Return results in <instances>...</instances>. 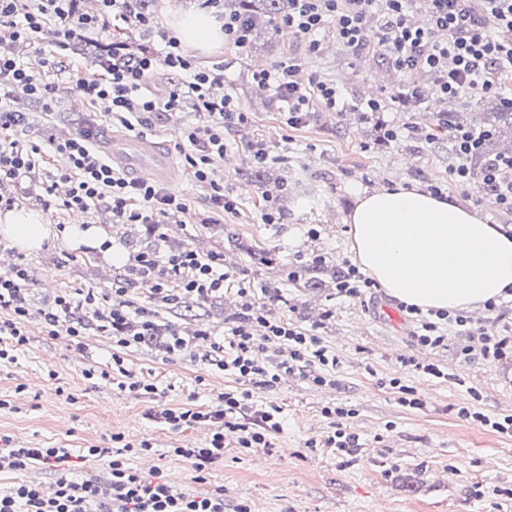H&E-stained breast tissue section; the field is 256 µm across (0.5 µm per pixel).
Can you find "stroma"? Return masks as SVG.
Segmentation results:
<instances>
[{"label":"stroma","mask_w":512,"mask_h":512,"mask_svg":"<svg viewBox=\"0 0 512 512\" xmlns=\"http://www.w3.org/2000/svg\"><path fill=\"white\" fill-rule=\"evenodd\" d=\"M55 39L48 28L10 49L32 67L42 55H58L61 64L48 78L55 82L61 104L53 110L34 107L24 90L15 88L13 108L24 119L9 128V136L24 145H40L51 136L78 135L90 120L104 132L121 135L104 105L86 103L73 92L74 76H99L97 62L58 51ZM290 59L302 75L335 84L346 104L356 97L388 94L400 79L379 67L374 52H344L329 35L313 54L284 31L259 33L244 59L222 45L194 58L199 68H223L227 81L214 87V95L232 94L248 114L245 125L225 128L224 156L213 163L214 180L223 183L236 203L222 223L205 224L206 191L180 163L169 188L188 199L189 209L165 217L159 234H151L147 225L114 224L106 213L93 212V219L108 227L124 262L107 263L98 251L72 250L55 238L29 254L0 239V273L25 266V297L31 308L25 320L27 344L14 362L0 363V433L19 446L72 449L70 475L77 482L105 475L104 461L88 451L111 447L113 435L135 445L148 443L150 451L131 456V467L189 494L223 488L224 512H235L241 503L250 512H374L379 503L387 512H512V437L471 418L475 412L493 420L512 416V360L484 358L479 337L454 327L445 345H419L407 313L382 288H373L364 304L338 295L332 276H325L323 287L315 290L298 288L287 278L289 271L317 256L331 267L356 264L347 218L366 192L397 185L427 191L437 185L488 223L512 227V210L494 206L476 183L450 181L449 170L457 160L448 143L427 145L412 133L432 113L454 110L466 118L472 108L456 99L432 97L414 112L381 113L394 131L384 147L373 143V121L354 113L317 106L292 126L287 112L272 104L270 92L252 78L255 71ZM257 140L272 154L266 164L269 180L262 186L245 174L248 147ZM0 194L14 197L16 206L41 210L54 229L85 218L81 212L45 206L20 184L6 183ZM269 205L277 217L273 224L263 221ZM181 245L222 255L228 275L223 293L215 301H202L192 317L183 316L179 304H154L145 285L129 275L128 259L134 254ZM251 247L263 248L271 262L252 259L247 253ZM118 280L127 282V298L134 306L156 308L158 323L189 340L186 353L168 354L161 338L121 350L93 325L95 311L108 308L106 296ZM242 287L252 289L272 318L317 334L338 365L320 371L301 367L274 386L252 387L257 403L279 406L281 432L269 448L246 451L228 445L223 461L201 480L192 461L175 451L205 447L212 425L176 428L159 414L212 407L226 391L242 389V382L210 361L212 342L223 340L226 322L241 310ZM86 288L96 289L98 297L94 306L78 311L89 322L78 341L44 335L42 310L56 295ZM201 329L211 333V341L197 339ZM116 352L137 380L155 385V393L121 389L105 378ZM420 358L447 371V378L414 371L411 363ZM319 372L326 384L313 383ZM403 385L412 388L420 405L400 402ZM328 406L352 410L346 425L359 437L354 453L339 455L325 447L334 432L323 414Z\"/></svg>","instance_id":"obj_1"}]
</instances>
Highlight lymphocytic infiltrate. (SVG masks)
Here are the masks:
<instances>
[{
  "mask_svg": "<svg viewBox=\"0 0 512 512\" xmlns=\"http://www.w3.org/2000/svg\"><path fill=\"white\" fill-rule=\"evenodd\" d=\"M97 14L80 12L77 0H0V84L7 82L26 88L45 107L57 100V88L46 78L58 66L55 58L42 57L38 67L21 63L4 45L30 39L54 21L59 46L94 30H107L110 17L135 18L142 26L151 20L133 11L134 0H100ZM472 9L471 0H425L427 20L418 25L409 0H289L287 16L279 25L292 36L305 40L308 52H317L319 36L331 31L344 48L357 52L365 42L368 23L378 25V45L402 77L424 68L439 78L440 93L472 101L487 95H501L500 73H512V0H480ZM181 73V82L165 92L149 89L148 78L157 64ZM295 64H278L257 74L256 79L274 93V99L287 103L288 121L296 123L310 112L314 101L326 107L339 104L334 84L295 79ZM223 72L201 70L181 51L176 38L164 40L162 49L144 48L140 56L126 57L120 44L112 46V63L105 74L87 81L77 79L76 90L87 101L105 100L114 122L130 131L151 128L156 120L191 108L204 117L199 125L180 132L182 161L193 179L207 191L210 212L220 215L234 209L223 184L209 176L212 155L224 151V130L242 126L248 117L232 95L214 98L213 84L223 82ZM96 130L66 139L50 138L45 145L25 147L16 140L0 138V181L37 180L43 195H53L58 182L70 188L61 206L68 211L104 209L116 224H153L170 211L186 212L183 197L156 185L127 177L107 164L95 143ZM65 156L67 166L57 173L37 177L35 157L42 152ZM131 271L147 285L154 300L176 301L178 296L206 299L224 289L227 275L219 254H199L189 248L173 250L164 256L140 252L133 258ZM27 270L16 266L0 274V361L11 360L14 348L27 342L24 319L27 315L23 283ZM125 282L113 283L112 303L96 320L101 331L111 335L116 346L128 348L157 330L151 309L133 307L126 295ZM243 313L232 325L223 343L215 345L217 365L225 374L242 382L277 383L280 373L298 364L326 367L335 365L316 334L284 322L269 319L263 306L254 301L248 288H240ZM416 338L420 345L436 348L445 341L448 327L461 328L468 335L481 337L484 357L501 360L512 356V339L490 334L487 328L470 323L460 313L437 311L417 316ZM263 328L255 336V328ZM288 344V357L267 369L259 366L253 354L259 340ZM279 407L254 402L250 391L225 393L223 403L213 409L164 410L166 423L180 427L200 421L215 424L216 430L205 448H181L178 456L192 460L198 473L224 457L227 442L243 449L268 448L281 431ZM147 444L126 443L113 448H94L90 454L104 460L107 477L102 481L75 482L64 476V465L71 456L66 448H27L14 445L0 435V471H24L42 467L58 472L53 496L43 494L39 485L26 483L0 491V512H224V492L215 489L204 496L178 491L173 486L141 476L128 463L136 451H147Z\"/></svg>",
  "mask_w": 512,
  "mask_h": 512,
  "instance_id": "obj_1",
  "label": "lymphocytic infiltrate"
}]
</instances>
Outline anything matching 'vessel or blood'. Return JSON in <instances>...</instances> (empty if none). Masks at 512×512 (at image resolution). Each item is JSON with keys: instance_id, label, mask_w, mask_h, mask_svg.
<instances>
[{"instance_id": "b4317fda", "label": "vessel or blood", "mask_w": 512, "mask_h": 512, "mask_svg": "<svg viewBox=\"0 0 512 512\" xmlns=\"http://www.w3.org/2000/svg\"><path fill=\"white\" fill-rule=\"evenodd\" d=\"M103 152L112 167L145 182H174L177 171L157 144L141 136H115L104 141Z\"/></svg>"}]
</instances>
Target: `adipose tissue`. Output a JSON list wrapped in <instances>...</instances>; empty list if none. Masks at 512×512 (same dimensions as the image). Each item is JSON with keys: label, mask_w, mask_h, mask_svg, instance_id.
<instances>
[{"label": "adipose tissue", "mask_w": 512, "mask_h": 512, "mask_svg": "<svg viewBox=\"0 0 512 512\" xmlns=\"http://www.w3.org/2000/svg\"><path fill=\"white\" fill-rule=\"evenodd\" d=\"M173 28L186 48L202 54L224 41L205 12L179 14ZM348 224L360 266L405 305L473 309L512 290V235L452 198L399 185L364 195ZM50 236L40 210L0 212V238L20 251H38Z\"/></svg>", "instance_id": "1"}]
</instances>
